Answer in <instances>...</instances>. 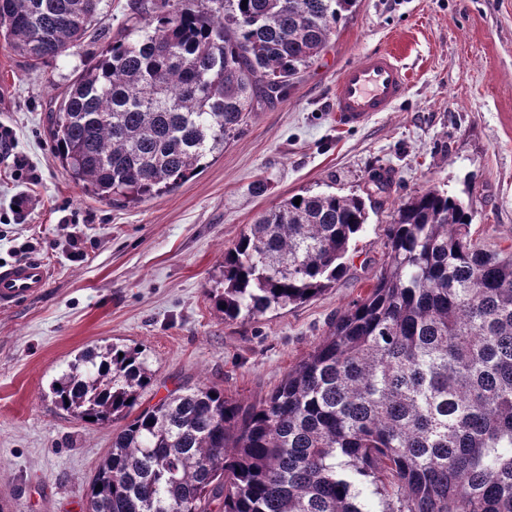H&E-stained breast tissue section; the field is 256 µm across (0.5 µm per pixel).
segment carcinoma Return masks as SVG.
Returning <instances> with one entry per match:
<instances>
[{
	"label": "carcinoma",
	"mask_w": 512,
	"mask_h": 512,
	"mask_svg": "<svg viewBox=\"0 0 512 512\" xmlns=\"http://www.w3.org/2000/svg\"><path fill=\"white\" fill-rule=\"evenodd\" d=\"M100 3L0 0V34L37 66L82 41ZM354 3L161 0L52 114L63 171L125 203L174 189L254 100L286 97ZM368 218L357 196H291L224 250L208 298L232 322L304 302L343 273ZM471 223L435 187L400 204L370 292L255 403L201 384L141 410L142 351L82 352L54 403L125 421L85 512H512V249L476 248Z\"/></svg>",
	"instance_id": "cac0c4a2"
}]
</instances>
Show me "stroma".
Listing matches in <instances>:
<instances>
[{
    "instance_id": "obj_1",
    "label": "stroma",
    "mask_w": 512,
    "mask_h": 512,
    "mask_svg": "<svg viewBox=\"0 0 512 512\" xmlns=\"http://www.w3.org/2000/svg\"><path fill=\"white\" fill-rule=\"evenodd\" d=\"M135 3L103 0L83 42L37 68L0 39V125L15 134L0 147V266L32 258L51 271L40 296L0 309V502L9 512L84 510L120 425H90L54 404L51 381L81 351L141 349L154 377L146 407L202 383L252 403L372 288L387 226L409 197L447 191L470 208L476 247H512V0H357L285 100L255 102L241 133L179 187L125 204L64 174L48 126L77 75L135 25ZM383 48L408 74L406 96L366 124L341 126L339 72ZM19 157L37 181L14 180ZM385 172L381 191L374 177ZM260 180L268 188L258 194ZM307 190L371 205L344 273L307 302L225 321L206 295L225 248L260 212ZM20 193L35 205L17 224ZM72 214L78 223H66Z\"/></svg>"
}]
</instances>
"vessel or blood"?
<instances>
[{"label":"vessel or blood","mask_w":512,"mask_h":512,"mask_svg":"<svg viewBox=\"0 0 512 512\" xmlns=\"http://www.w3.org/2000/svg\"><path fill=\"white\" fill-rule=\"evenodd\" d=\"M408 76L390 51H372L343 68L336 80V115L345 125L365 122L388 111L407 92ZM49 270L40 261L0 267V307H14L47 286Z\"/></svg>","instance_id":"vessel-or-blood-1"}]
</instances>
